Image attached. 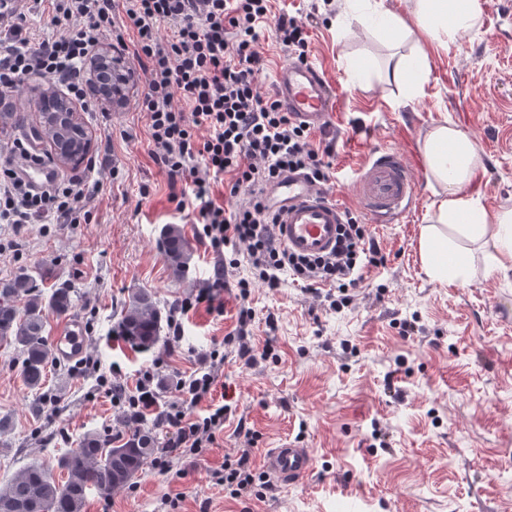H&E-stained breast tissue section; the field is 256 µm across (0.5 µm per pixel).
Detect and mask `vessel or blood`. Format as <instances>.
Returning <instances> with one entry per match:
<instances>
[{
  "mask_svg": "<svg viewBox=\"0 0 512 512\" xmlns=\"http://www.w3.org/2000/svg\"><path fill=\"white\" fill-rule=\"evenodd\" d=\"M276 96L284 110L307 125L326 124L335 112V91L325 73L313 66L288 63L276 75ZM16 174L33 190L54 182V168L19 159ZM354 191L364 209L383 224L406 214L416 196V184L403 157L395 151L374 150L354 183ZM269 193L278 218L273 226L276 241L288 251L303 256H321L336 246L343 208L321 186L304 176H283ZM59 360L72 361L87 352L88 339L77 320L60 326L51 338ZM262 465L280 485H296L314 471L310 449L288 443L266 451Z\"/></svg>",
  "mask_w": 512,
  "mask_h": 512,
  "instance_id": "b4317fda",
  "label": "vessel or blood"
}]
</instances>
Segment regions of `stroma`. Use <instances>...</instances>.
<instances>
[{"mask_svg":"<svg viewBox=\"0 0 512 512\" xmlns=\"http://www.w3.org/2000/svg\"><path fill=\"white\" fill-rule=\"evenodd\" d=\"M478 26L448 47L426 37L405 41L403 52L421 50L428 74L419 94L380 79L392 36L356 27L357 0H273L310 24L307 62L322 69L337 94V113L313 129L317 144L333 143L337 181L332 195L359 213L378 244L376 266L352 290L341 311L329 309L289 278L271 289L251 286L250 326L256 349L274 352L248 366L230 338L238 303L220 295L222 313L189 311L183 340L138 351L115 331L132 290L154 293L163 315L189 294L205 288L217 258L199 239L190 217L169 200L167 173L151 159L148 120L137 100L146 76L128 62L125 102L81 118L92 137L82 163L59 168L62 178L91 168L101 190L86 201L87 221L78 224L0 223V280L19 269L51 275L42 293L73 289L71 318L89 340L87 354L102 369L119 366L134 384L154 370L161 401L177 395L179 378L198 366V354L224 355L223 382L233 391V412L212 448L181 462L186 475L170 479L144 466L132 483L110 497L93 492L84 512H157L165 495L183 493L176 512H512V275L492 270L474 252L468 282L438 281L421 253L424 228L435 219L437 186L425 171L423 142L437 123L449 121L477 144L482 164L467 191L491 212L512 208V0H480ZM258 50L264 69L261 95H274L279 67L288 56L266 23ZM28 77L11 102L20 123L0 128V165L8 164L13 141L32 143L51 158L50 145L33 141L32 89L49 85ZM399 152L417 185L416 202L393 224L374 223L353 192L369 153ZM148 195H141V186ZM183 227L191 257L173 273L161 245L165 225ZM274 316L267 326L266 316ZM413 331L404 332L403 322ZM22 357L0 347V484L30 465L66 481L59 460L89 434L121 430V411L99 390L95 376L52 364L40 395L26 388ZM42 403L33 412V400ZM311 449L314 472L295 486H273L263 497H235L214 485L211 472L242 449L254 461L283 442Z\"/></svg>","mask_w":512,"mask_h":512,"instance_id":"35a3bbf8","label":"stroma"}]
</instances>
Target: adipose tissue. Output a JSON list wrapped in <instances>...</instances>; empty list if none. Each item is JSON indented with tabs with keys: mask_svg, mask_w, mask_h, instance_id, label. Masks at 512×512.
Here are the masks:
<instances>
[{
	"mask_svg": "<svg viewBox=\"0 0 512 512\" xmlns=\"http://www.w3.org/2000/svg\"><path fill=\"white\" fill-rule=\"evenodd\" d=\"M480 0H411L409 19L390 12L359 15L362 28L409 37L423 31L438 45L458 41L476 26ZM426 172L440 187L436 221L424 228L422 247L430 274L440 280L467 282L470 248L478 246L490 267L512 272V209L487 212L467 193L481 159L471 137L444 122L427 133L423 146Z\"/></svg>",
	"mask_w": 512,
	"mask_h": 512,
	"instance_id": "ef3b65f1",
	"label": "adipose tissue"
}]
</instances>
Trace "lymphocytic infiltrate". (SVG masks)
Returning a JSON list of instances; mask_svg holds the SVG:
<instances>
[{
	"label": "lymphocytic infiltrate",
	"mask_w": 512,
	"mask_h": 512,
	"mask_svg": "<svg viewBox=\"0 0 512 512\" xmlns=\"http://www.w3.org/2000/svg\"><path fill=\"white\" fill-rule=\"evenodd\" d=\"M10 13L0 12V99L12 96L33 73L65 86L83 108L99 111L81 71L102 46L131 55L148 72L147 90L139 100L146 112L150 156L164 169L173 186L171 201L190 210L198 235L212 251L229 256L237 266L239 245L247 247L253 280H239L237 297L244 301L251 281L278 287L282 275L292 276L304 291L322 297L331 309L344 307L348 291L363 282L365 269L379 254L374 236L359 216L346 212L333 253L317 258L294 255L273 237L276 222L265 198L268 186L287 171L297 170L320 185L335 177L332 145L314 147L307 126L284 112L277 98L261 97L257 81L264 63L257 50L259 25L267 21L271 0H19ZM48 14L51 34L34 35L29 20ZM133 41H126V32ZM227 175L229 197L248 190L247 202L233 208L211 199L213 180ZM91 190L78 176L59 180L35 193L13 170H0V222L4 224H76L79 206ZM223 267H216L207 288L182 300L169 318L168 347L182 340L179 316L206 305L223 312L217 291L225 288ZM223 356L213 350L200 357L199 369L178 384L175 401L160 405L151 371L140 373L134 386L116 385L92 359L82 368L97 372L123 424L138 431L148 415L166 429V439L152 459V468L169 473L177 459L198 458L211 447L224 427L231 407H209L192 415V407L211 398ZM217 485L233 495L254 494L264 481L249 450H242L211 474Z\"/></svg>",
	"instance_id": "obj_1"
}]
</instances>
